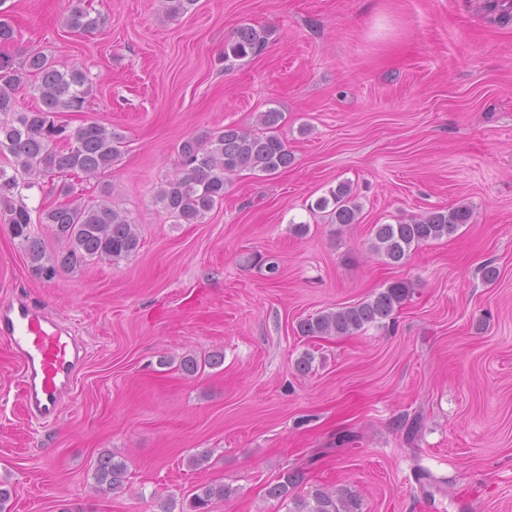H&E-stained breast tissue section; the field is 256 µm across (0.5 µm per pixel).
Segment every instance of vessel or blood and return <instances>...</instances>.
Returning a JSON list of instances; mask_svg holds the SVG:
<instances>
[{
	"label": "vessel or blood",
	"instance_id": "vessel-or-blood-1",
	"mask_svg": "<svg viewBox=\"0 0 512 512\" xmlns=\"http://www.w3.org/2000/svg\"><path fill=\"white\" fill-rule=\"evenodd\" d=\"M0 338L22 363L19 391L27 413L54 423L84 358L82 346L62 322L21 296L0 301Z\"/></svg>",
	"mask_w": 512,
	"mask_h": 512
}]
</instances>
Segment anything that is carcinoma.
Wrapping results in <instances>:
<instances>
[{"label":"carcinoma","mask_w":512,"mask_h":512,"mask_svg":"<svg viewBox=\"0 0 512 512\" xmlns=\"http://www.w3.org/2000/svg\"><path fill=\"white\" fill-rule=\"evenodd\" d=\"M0 0V43L15 40L16 32L6 18ZM164 14L176 18L186 14L197 0H161ZM65 23L72 29L90 30L97 19L75 0ZM267 40L265 29L241 27L224 45V60H239L259 53ZM38 83L42 107L19 111L15 95L29 85ZM90 92L86 74L77 67L61 66L54 58L39 51L25 54L17 62L0 54V155L13 158L12 171L0 167V205L7 214V223L14 237L25 244L33 267L47 278H54L59 269L76 265L87 258L118 260L128 258L140 249L136 225L112 207L108 199L86 204L70 183H63L59 194L65 201L50 207L31 209L24 201L23 191L40 186V181L56 175L93 176L112 168L122 155V137L98 122H86L73 129L55 122L58 112L83 109ZM280 113L269 110L259 116L263 132L237 126H226L204 138H187L178 148V172L162 184L155 195L161 205L181 224H197L204 215L224 201L230 177L242 170L267 176L288 168L293 156L274 127ZM319 210L331 209L337 224H354L360 206L346 183L330 191V197L317 200ZM473 210L467 205L439 209L410 218L398 224L374 225L371 249L387 263L406 261L412 250L429 240L455 233L471 222ZM48 224L55 236L67 242L65 255L49 259L34 235L33 225ZM409 286L394 281L369 299L337 310H324L297 324V333L306 337L347 336L367 325H379L408 297ZM126 464L114 454H100L94 471V490L101 495L124 488ZM299 481L294 472H284L268 488V496L287 506V512H359V502L345 489L334 491L316 487L299 497L293 490ZM232 489L224 484H208L200 488L188 504L186 512H211L216 502L230 496Z\"/></svg>","instance_id":"carcinoma-1"}]
</instances>
